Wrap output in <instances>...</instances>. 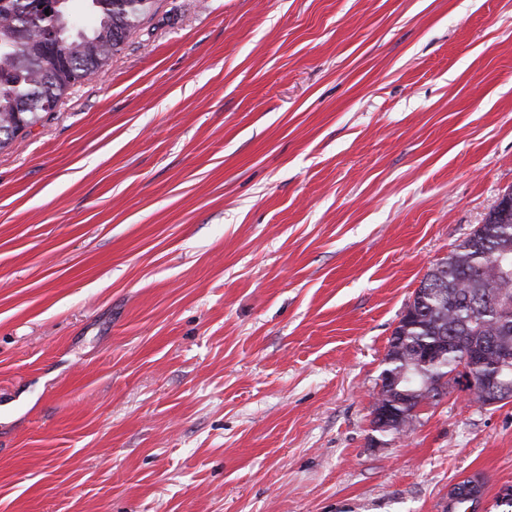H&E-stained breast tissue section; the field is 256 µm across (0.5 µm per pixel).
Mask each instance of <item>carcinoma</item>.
I'll return each instance as SVG.
<instances>
[{
    "label": "carcinoma",
    "mask_w": 512,
    "mask_h": 512,
    "mask_svg": "<svg viewBox=\"0 0 512 512\" xmlns=\"http://www.w3.org/2000/svg\"><path fill=\"white\" fill-rule=\"evenodd\" d=\"M73 2L0 0V150L102 71L152 8V0H82L85 26L72 16ZM494 343L474 371L512 387V192L421 281L384 372L406 366L432 379L453 372L464 349ZM481 493L479 481L467 480L451 497Z\"/></svg>",
    "instance_id": "obj_1"
}]
</instances>
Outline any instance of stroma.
<instances>
[{
	"mask_svg": "<svg viewBox=\"0 0 512 512\" xmlns=\"http://www.w3.org/2000/svg\"><path fill=\"white\" fill-rule=\"evenodd\" d=\"M509 191L512 0H155L0 150V512H512V401L372 423Z\"/></svg>",
	"mask_w": 512,
	"mask_h": 512,
	"instance_id": "35a3bbf8",
	"label": "stroma"
}]
</instances>
